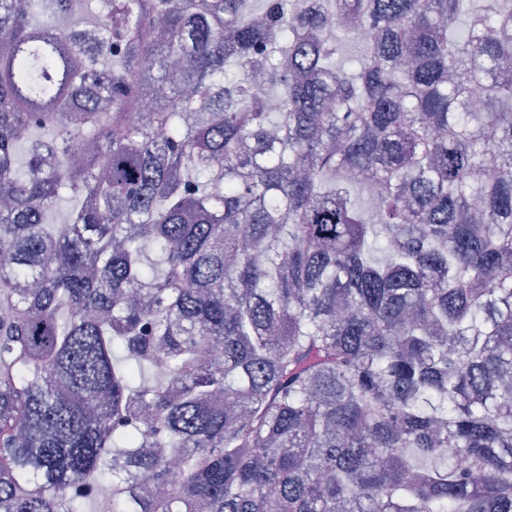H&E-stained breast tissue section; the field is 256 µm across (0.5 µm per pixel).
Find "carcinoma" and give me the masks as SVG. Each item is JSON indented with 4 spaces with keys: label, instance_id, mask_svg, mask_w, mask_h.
<instances>
[{
    "label": "carcinoma",
    "instance_id": "1",
    "mask_svg": "<svg viewBox=\"0 0 512 512\" xmlns=\"http://www.w3.org/2000/svg\"><path fill=\"white\" fill-rule=\"evenodd\" d=\"M0 199V512H512L509 0H0Z\"/></svg>",
    "mask_w": 512,
    "mask_h": 512
}]
</instances>
